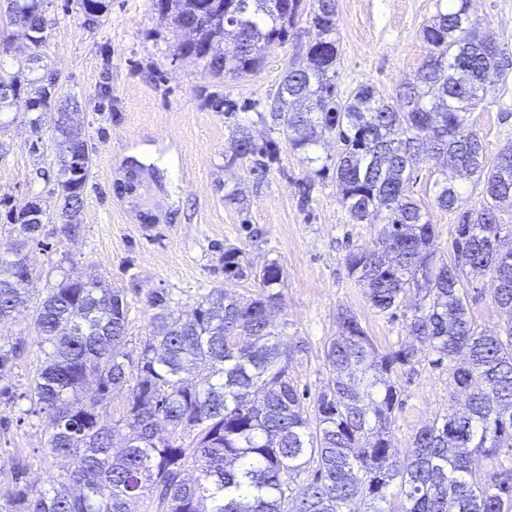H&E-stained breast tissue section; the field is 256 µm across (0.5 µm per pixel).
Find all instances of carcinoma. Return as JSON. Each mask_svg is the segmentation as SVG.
Instances as JSON below:
<instances>
[{
  "label": "carcinoma",
  "mask_w": 512,
  "mask_h": 512,
  "mask_svg": "<svg viewBox=\"0 0 512 512\" xmlns=\"http://www.w3.org/2000/svg\"><path fill=\"white\" fill-rule=\"evenodd\" d=\"M163 2L176 21L224 20L199 28L195 45L176 47L195 54L220 82L256 72L269 49L301 20L309 23L307 67L285 70L270 116L308 164L319 162L311 150L324 136L343 143L316 174L336 183L352 223L375 232L373 245L348 250V275L377 313L390 317L416 292L406 324L411 341L382 354L354 314L338 311V331L323 349L333 380L310 411L288 379V364L305 347L284 349L271 321L284 285L277 262L254 272L262 292L249 299L216 288L177 314L167 294L150 291L153 331L135 360L121 351L125 291L97 275L78 284L62 272L33 307L34 329L49 350L30 400L51 420L50 452L70 465L39 487L27 479L26 459L14 457L9 469L0 467V512H359L358 500L370 502V512H512V323L480 329L468 307L473 282L488 276L494 302L512 313V224L502 218L512 212V146L489 167L470 125L512 65L506 50L480 36L471 0H451L422 28L430 50L412 77L388 96L365 85L343 98L336 0ZM72 4L88 27L109 6ZM0 7L34 48L42 46L46 0ZM27 71L34 68L0 72V113L24 112L37 129L41 114L56 112L63 206L55 220L68 234L81 223L95 147L71 120L78 102L56 100L52 75L30 78ZM230 149L233 162L265 166V151L244 128L232 131ZM421 155L446 158L433 188L438 208L456 215L447 259L427 212L406 194ZM463 177L481 187L479 206L467 207ZM3 205L13 230L34 237L39 200ZM245 267L241 250H224L226 280L242 279ZM30 277L18 252L0 263V321L28 305ZM426 351L468 395L462 409L417 430L411 454L400 461L390 439L402 405L392 374ZM21 352L17 344L0 348V373ZM116 389L127 391L118 422L131 431L118 452L102 406ZM474 455L490 468L474 470ZM190 469L195 476L188 478ZM302 472L308 482L294 496L290 481Z\"/></svg>",
  "instance_id": "cac0c4a2"
}]
</instances>
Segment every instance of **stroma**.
Segmentation results:
<instances>
[{"mask_svg":"<svg viewBox=\"0 0 512 512\" xmlns=\"http://www.w3.org/2000/svg\"><path fill=\"white\" fill-rule=\"evenodd\" d=\"M156 2L109 0L108 12L88 28L76 13L64 12L65 0H49L47 39L37 49L13 36L7 17H0V33L12 37L6 61L14 65L39 55L40 68L57 76L58 95L79 100V122L95 148L78 232L67 235L59 225L47 224L36 241L23 244L0 206V260L21 250L33 271L35 303L52 286L48 272L56 265L70 276L96 274L124 289L123 350L133 357L152 331L149 291L167 292L171 308L185 310L223 287L226 249H241L256 270L278 262L284 271L283 306L273 323L284 345L307 347L291 361L289 377L299 389L318 394L331 378L323 348L337 332L339 310L353 312L385 353L407 341L412 308H399L393 318L378 314L348 277L347 251L371 243L373 228L350 221L333 182L317 176L271 120L270 103L285 68L306 63L308 36L291 35L270 49L257 73L219 82L195 58L176 56L178 36ZM472 10L484 34L512 52V0H472ZM436 11L437 0H336L339 93L371 85L388 94L410 77L428 53L421 28ZM104 88L111 104L102 108L98 94ZM219 96L233 103V110L216 107ZM472 119L484 160L494 164L512 143V71L496 98L476 109ZM54 120V113L43 114L36 131L23 117L0 115L6 124L0 141L8 149L0 158V199L36 196L47 214L58 211ZM239 126L257 143H277L267 168L255 169L247 159L228 161L231 132ZM435 168V160H420L409 193L428 211L444 251L456 219L434 203ZM232 191L238 200H228ZM493 291L490 279L478 280L470 317L479 327L512 321V313L495 304ZM17 342L25 347L23 356L0 373V389L10 392L0 398V465L26 456L30 480L44 486L67 462L47 449L46 415L29 411L27 394L45 360L31 309L0 322V346ZM392 378L403 400L392 440L403 458L412 435L459 408L464 394L426 356L397 368Z\"/></svg>","mask_w":512,"mask_h":512,"instance_id":"obj_1","label":"stroma"}]
</instances>
